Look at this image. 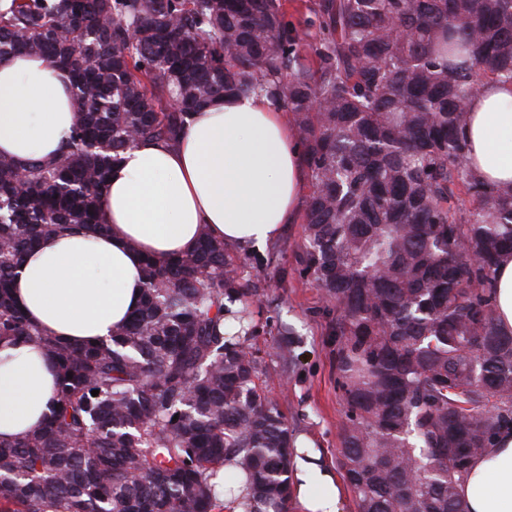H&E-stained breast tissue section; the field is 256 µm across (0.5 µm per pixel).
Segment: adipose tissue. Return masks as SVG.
Masks as SVG:
<instances>
[{
  "instance_id": "obj_1",
  "label": "adipose tissue",
  "mask_w": 512,
  "mask_h": 512,
  "mask_svg": "<svg viewBox=\"0 0 512 512\" xmlns=\"http://www.w3.org/2000/svg\"><path fill=\"white\" fill-rule=\"evenodd\" d=\"M77 121L67 70L36 55L0 62V158L53 159ZM509 135L512 83L486 81L462 130L469 170L491 184L512 181ZM303 196V151L285 112L264 96L214 100L175 142L127 149L103 189L106 231L45 236L19 269L15 296L47 335L104 339L142 299L144 257L187 254L204 229L259 250L294 222ZM56 388V363L40 347L0 350V440L31 431ZM459 492L469 512H512V428L473 461ZM291 500L297 512H340L334 469L312 453L294 456Z\"/></svg>"
}]
</instances>
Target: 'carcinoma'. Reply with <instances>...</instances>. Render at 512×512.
I'll list each match as a JSON object with an SVG mask.
<instances>
[{
	"mask_svg": "<svg viewBox=\"0 0 512 512\" xmlns=\"http://www.w3.org/2000/svg\"><path fill=\"white\" fill-rule=\"evenodd\" d=\"M313 40L285 0H0V62L52 58L79 121L54 160L0 158V349L40 346L58 390L45 421L0 441V512H288L309 448L269 398L260 286L237 247L143 262L144 296L98 343L31 324L13 293L45 235L106 230L111 166L176 140L201 105L265 95L291 114L311 191L296 271L323 298L357 512H468L459 485L512 426V335L493 278L512 253V182L466 167L474 75L512 83V0H316ZM285 336L293 360L301 335ZM98 391L94 396L91 391ZM232 456L236 469L224 471Z\"/></svg>",
	"mask_w": 512,
	"mask_h": 512,
	"instance_id": "cac0c4a2",
	"label": "carcinoma"
}]
</instances>
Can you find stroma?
Segmentation results:
<instances>
[{
  "mask_svg": "<svg viewBox=\"0 0 512 512\" xmlns=\"http://www.w3.org/2000/svg\"><path fill=\"white\" fill-rule=\"evenodd\" d=\"M302 234L301 224H291L277 240V266H265L266 251L240 253L250 281L269 279L272 288L263 299L266 325L255 343L267 365L266 386L287 417L307 411L298 429L309 438L312 451L329 464H337L340 429L344 421L341 392L336 385L333 344L326 319L321 314L323 300L316 288L295 271L294 249ZM290 324L303 337L294 352L293 365L277 356L281 325Z\"/></svg>",
  "mask_w": 512,
  "mask_h": 512,
  "instance_id": "1",
  "label": "stroma"
}]
</instances>
